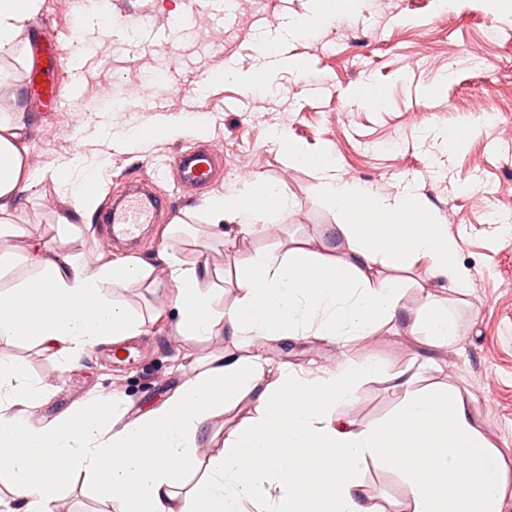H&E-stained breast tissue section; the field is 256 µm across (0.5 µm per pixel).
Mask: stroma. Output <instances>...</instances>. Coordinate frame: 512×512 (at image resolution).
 Masks as SVG:
<instances>
[{
	"instance_id": "stroma-1",
	"label": "stroma",
	"mask_w": 512,
	"mask_h": 512,
	"mask_svg": "<svg viewBox=\"0 0 512 512\" xmlns=\"http://www.w3.org/2000/svg\"><path fill=\"white\" fill-rule=\"evenodd\" d=\"M124 23H113L97 0H43L35 22L0 68L12 82L29 83L32 47L60 42L63 66L54 74L63 101L46 108L27 98L29 161L39 181L24 192L12 221L40 241L93 258L102 225L97 210L74 209L53 177L76 156L96 174L102 207L130 181L152 179L171 206L174 231L145 225L137 257L167 250L184 262H209L224 272L211 307L221 314L241 297L239 276L255 257L316 239L337 214L322 195L315 166L333 159L345 180L374 194L411 193L430 222L444 224L457 242L456 263L469 275L466 295L439 292L454 315L460 341L428 348L405 330L331 343L316 337L242 345L223 333L206 340L180 335L177 312L162 308V291L144 285L111 289L112 300L141 318L145 335L132 339L134 362L112 359L108 345L70 362L32 338L0 339V356L21 364L29 382L48 393L31 422L40 427L83 407L90 395L124 401L130 421L160 404L182 381L177 364L202 367L212 358L259 352L273 367L319 375L347 361L378 362L379 377L359 384L335 405L338 422L365 427L392 416L400 402L389 375L411 368L419 386L443 383L460 391L484 436L512 471V232L492 214L512 215V22L499 20L489 0H120ZM324 21L298 26L314 11ZM279 52L262 57V40ZM235 70L237 79L223 77ZM159 84L162 95L135 91ZM497 117L486 120L485 106ZM468 130L454 142L453 134ZM299 145L290 158L273 133ZM205 143L224 156V172L209 188L183 190L169 166L179 150ZM276 185L288 207L275 236L207 233L206 198L240 187ZM164 310V323L152 322ZM254 404L226 409L197 443L216 454L226 432L254 416ZM359 492L386 512L407 502L403 474L366 460ZM57 512H124L123 500H101L85 474H71Z\"/></svg>"
}]
</instances>
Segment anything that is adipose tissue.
<instances>
[{
	"label": "adipose tissue",
	"mask_w": 512,
	"mask_h": 512,
	"mask_svg": "<svg viewBox=\"0 0 512 512\" xmlns=\"http://www.w3.org/2000/svg\"><path fill=\"white\" fill-rule=\"evenodd\" d=\"M42 0H0V51L11 48L38 16ZM12 105L0 115V218L16 210L35 184L25 138L24 91L11 89ZM75 209L99 202L98 181L57 169ZM322 192L338 209L332 225L334 247L312 241L269 251L241 274L243 294L223 317L210 312L208 264H186L166 253L157 261L138 257L80 264L52 247L31 252L36 276L0 289V336H30L44 349L67 359L86 348L134 339L142 321L109 299L107 289L156 281L165 274L168 296L185 336L291 337L308 332L328 340L365 336L388 323L423 334L430 346H452L456 323L434 302L435 285L464 293L468 277L455 262L456 243L443 224L429 223L413 197L397 201L343 181L330 167L319 171ZM260 204L249 193L208 198L204 203L212 233L224 222L239 233L256 224L274 225L286 201L266 186ZM17 245L0 233V266ZM426 266L423 320L400 304L403 283L395 269ZM377 363L342 362L322 376L287 371L270 377L260 355L233 354L203 371L186 373L165 401L127 423L91 421L74 412L39 428L30 427L15 407H37L43 387L28 382L13 360L0 358V478L25 504L24 512H55L65 478L88 471L97 492L121 497L128 512H242L247 500L271 499L287 488L293 512H377L358 492L357 473L366 459L402 471L410 480L408 503L396 512H502L507 464L483 435L457 390L418 389L417 376L403 370L392 377L402 399L386 422L367 428L336 425L333 404L349 401L362 380L377 376ZM254 397L258 416L225 434L219 453L201 457L196 438L225 407ZM201 471L188 490L183 473Z\"/></svg>",
	"instance_id": "1"
}]
</instances>
